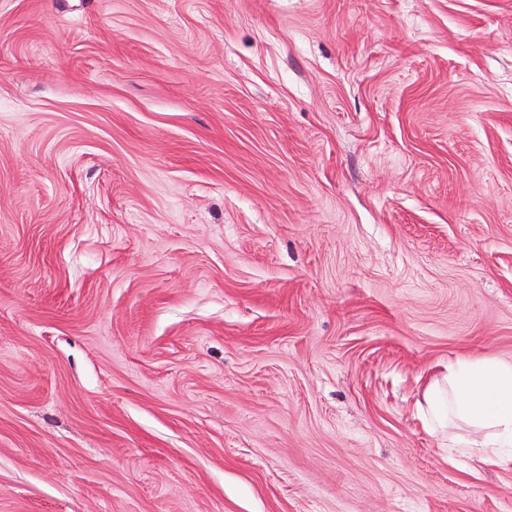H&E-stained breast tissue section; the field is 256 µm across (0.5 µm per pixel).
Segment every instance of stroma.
<instances>
[{"label":"stroma","instance_id":"1","mask_svg":"<svg viewBox=\"0 0 512 512\" xmlns=\"http://www.w3.org/2000/svg\"><path fill=\"white\" fill-rule=\"evenodd\" d=\"M484 355L512 0H0V512H512ZM423 402L424 427L448 440V456L512 462V363L489 357L449 362Z\"/></svg>","mask_w":512,"mask_h":512}]
</instances>
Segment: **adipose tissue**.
<instances>
[{
  "label": "adipose tissue",
  "instance_id": "obj_1",
  "mask_svg": "<svg viewBox=\"0 0 512 512\" xmlns=\"http://www.w3.org/2000/svg\"><path fill=\"white\" fill-rule=\"evenodd\" d=\"M425 429L452 457L512 462V363L479 357L449 363L423 393Z\"/></svg>",
  "mask_w": 512,
  "mask_h": 512
}]
</instances>
